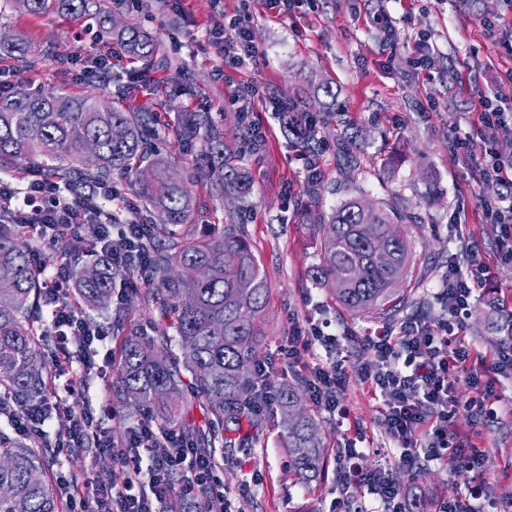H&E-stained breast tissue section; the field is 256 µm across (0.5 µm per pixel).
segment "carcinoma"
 I'll use <instances>...</instances> for the list:
<instances>
[{
    "instance_id": "cac0c4a2",
    "label": "carcinoma",
    "mask_w": 512,
    "mask_h": 512,
    "mask_svg": "<svg viewBox=\"0 0 512 512\" xmlns=\"http://www.w3.org/2000/svg\"><path fill=\"white\" fill-rule=\"evenodd\" d=\"M18 2L35 16L55 11L95 20L145 69L155 65L161 52L152 35L135 26L116 28L100 0ZM172 131L184 144L199 138L207 142L197 163L215 173L219 191L251 193V181L224 154V140L205 113L179 112L172 125L160 120L151 99L137 102L124 93L90 97L20 88L0 96V171L24 162L68 189L79 181L108 185L115 172L135 175L132 191L150 215L146 245L157 284L156 290L135 298L156 307L160 317L173 319L182 352L179 357L163 354L149 336L127 339L122 395L150 414L159 432L176 431L194 448H243L250 435L241 433L242 421L255 431L265 422L264 412H248L245 405L257 386L251 367L258 361L266 281L237 225L209 224L197 231L193 194L156 148ZM293 132L296 145L311 148L314 129L304 113H296ZM87 138L97 145L91 161L84 156ZM420 223V213L398 197L375 202L361 194L349 197L324 225L321 257L310 270L311 279L359 315L392 320L420 306L397 289L413 263L404 228ZM29 228L0 224V390L10 397V405L0 407V487L9 489L0 496V512H64L61 496L47 479L45 442H22L9 431L11 411L50 389L52 373L44 352L60 345L58 335L37 320L46 301L38 266L68 261L75 303L98 307L117 285H128L139 253L131 243L120 246L123 263L118 266L109 265L105 256L84 262L81 257L95 240L57 233L37 265L27 242ZM184 386L203 410L205 423L197 424L190 410L175 403ZM306 393L302 378L283 382L274 404L289 470L299 476L321 472L325 462L319 423L307 409Z\"/></svg>"
}]
</instances>
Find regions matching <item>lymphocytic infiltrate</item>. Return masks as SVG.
I'll use <instances>...</instances> for the list:
<instances>
[{"instance_id":"f902f5d3","label":"lymphocytic infiltrate","mask_w":512,"mask_h":512,"mask_svg":"<svg viewBox=\"0 0 512 512\" xmlns=\"http://www.w3.org/2000/svg\"><path fill=\"white\" fill-rule=\"evenodd\" d=\"M481 178L500 188L485 214L498 232V257L512 259V159L495 158L483 169ZM115 195L113 187L102 185L67 197L61 195L56 183L37 173L21 190L1 178L0 198L18 196L22 204L17 210L0 213V222L70 233L94 224L99 243L107 245L113 237L124 239L132 232L131 223L103 218L105 203ZM485 269V261L477 254L470 261L469 272L449 265L436 294L444 311L440 321L431 323L415 316L402 323L397 334L380 332L363 339L375 361L358 368V377L378 401L385 425L398 444L399 462L407 470L424 462L445 461L475 475L480 472L481 450L449 433L448 418L456 404L454 389L459 375H466L471 384L482 385L484 395L478 411L486 417L495 414L499 401L492 376L512 373V345L499 347L487 363L462 337ZM67 275L66 269H58L56 286L47 293L51 320L78 343L80 364L88 372L95 346L107 339L108 331L102 326L90 328L72 308L63 288ZM346 378L340 359L315 368L307 380L313 403L328 414L342 413L336 393ZM50 407L60 410L70 423L58 447L80 448L91 439L96 453L113 452L111 437L95 424L91 409L75 411L66 395L57 392L16 414L12 419L14 433L27 440H41ZM121 457L120 466L110 477L92 475L85 480L82 492H64L66 512H157L158 504L173 490L198 501L201 512H226L224 486L213 464L201 449L183 443L177 432L159 436L149 425H141L131 431ZM360 457V451L351 447L341 453L344 483L374 496L385 512H408L390 470L378 464L360 465Z\"/></svg>"}]
</instances>
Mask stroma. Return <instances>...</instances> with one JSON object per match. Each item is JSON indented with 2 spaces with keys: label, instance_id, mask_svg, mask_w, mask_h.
<instances>
[{
  "label": "stroma",
  "instance_id": "1",
  "mask_svg": "<svg viewBox=\"0 0 512 512\" xmlns=\"http://www.w3.org/2000/svg\"><path fill=\"white\" fill-rule=\"evenodd\" d=\"M223 5L219 14L213 0H145L139 8L130 0H108L120 24L142 27L165 47L167 68L150 74L157 111L167 117L186 109L208 112L225 144L237 152L238 166L253 180L249 196L219 197L211 179L190 175L192 156L204 149V141L189 150L174 146L170 155L176 174L189 180L198 223L241 225L265 275L260 357L272 363V382L309 378L326 361L318 346L298 360L284 358L281 348L295 325L327 320L348 331L342 349L352 366L374 361L362 336L400 327L396 320L350 315L308 276L323 239L316 215L329 214L356 187L373 201L401 197L421 213L422 222L405 229L414 257L406 285L424 298L426 321L443 315L434 292L449 261L464 268L472 251H479L489 271L463 337L482 350L499 345L508 333L497 304L512 293V262L495 256V235L481 202L494 199L497 186L480 181L479 169L494 155L512 156V137H491L476 119L474 102L479 94H493L512 69V21L493 38L484 28L485 22L499 21L502 0H296L285 11L261 0H223ZM381 9L392 21L391 31L368 20ZM222 14L236 19L263 51L258 65L223 69L209 40ZM94 27V21L53 12L32 16L16 0H0V38H20L29 46L27 58L0 57V77L17 89L99 96L108 90V74L117 73L129 91H136L142 75L137 64L116 61L109 73L98 72ZM423 51L436 59L432 72L412 63ZM251 82L259 84L267 105L245 115L236 94ZM327 85L332 95L324 94ZM278 99L289 100L316 123L317 193H309L301 152L272 112L270 104ZM253 125L264 138L242 149ZM461 139L466 149L458 148ZM119 308L130 329L149 334L159 321L153 308L118 295L107 308L88 307L82 314L108 326ZM123 341L120 335L106 339L88 387H76L69 397L75 409L91 406L118 445L140 420L118 395ZM494 388L500 396L497 415L483 423L475 440L483 452L479 504L484 512L512 502V376L498 377ZM337 396L347 416L319 413L326 463L308 483L288 473L279 415H271L253 446L216 452L232 512H351L355 507L376 512L377 502L338 480L337 451L350 441L362 451V464L380 453L409 512H431L434 501L466 495L469 473L449 463L428 462L412 472L399 465L379 405L356 375H348ZM118 463V456L75 448L65 453L63 474L80 483ZM254 474L260 485L242 492L243 481Z\"/></svg>",
  "mask_w": 512,
  "mask_h": 512
}]
</instances>
